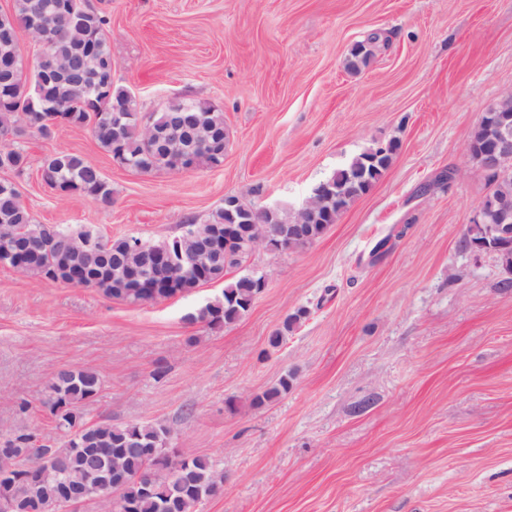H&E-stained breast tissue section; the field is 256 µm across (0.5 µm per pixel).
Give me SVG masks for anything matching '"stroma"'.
I'll return each instance as SVG.
<instances>
[{"mask_svg": "<svg viewBox=\"0 0 512 512\" xmlns=\"http://www.w3.org/2000/svg\"><path fill=\"white\" fill-rule=\"evenodd\" d=\"M92 2L110 19L115 84L145 111L184 95L219 105L224 164L137 173L88 129L34 134L19 187L38 223L156 241L228 196L296 210L365 149H398L320 239L229 271L268 284L221 328L184 319L220 281L132 304L0 267V438L59 441L48 387L84 367L102 381L84 423L168 424L181 456L223 472L192 512H512V288L493 254L458 247L490 191L467 142L512 95V0ZM375 34L369 64L350 70ZM58 150L101 169L111 204L42 184ZM286 375L287 392L254 406Z\"/></svg>", "mask_w": 512, "mask_h": 512, "instance_id": "stroma-1", "label": "stroma"}]
</instances>
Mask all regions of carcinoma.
Here are the masks:
<instances>
[{"label": "carcinoma", "instance_id": "carcinoma-1", "mask_svg": "<svg viewBox=\"0 0 512 512\" xmlns=\"http://www.w3.org/2000/svg\"><path fill=\"white\" fill-rule=\"evenodd\" d=\"M62 0H11L10 9L0 11V58L21 56L18 32L33 28L51 42V53L61 68L59 80L49 84L46 96L35 103L23 96L4 97L0 88V133L10 132L21 139L33 132L44 138L60 124L89 126L95 140L112 158L120 157L140 172L192 170L219 167L218 152L224 145V112L212 102L194 98L190 112L178 113L182 100L168 102L160 109L143 113L135 97L112 80L114 60L109 38V20L89 0H68L72 9L62 10ZM379 36L356 43L348 64L358 69L368 64ZM43 69L40 56L33 65L19 64L10 74L0 72V84L9 80L20 90L36 80ZM127 113L126 127L119 137L112 134V112ZM203 116L205 128L191 141L163 139L146 142L139 125L148 116L156 128L170 124L171 118ZM397 144L369 148L350 164L337 170L325 183L331 197L314 212L297 217V212L281 214V231L301 242L312 243L334 223L357 198L366 194L388 169ZM29 167L28 155L13 144L0 150V170L16 175ZM41 179L67 195L85 194L104 203L112 201V188L100 168L84 157L65 150L42 160ZM490 194L512 206V175L503 180L488 179ZM211 233L223 234L224 257H202L200 266L207 281H218L241 265L249 255L246 231L250 224L240 211L221 207L205 223ZM141 243L150 252H164L173 239L144 240L136 236L103 239L90 229L71 230L35 221L24 203L16 182L0 180V259L3 252H16L14 267L25 276L45 283L72 284L71 275L86 276L82 286L101 289L111 297L143 303L152 296L172 297L196 288V275H178L165 266L147 272L149 287L136 293L126 287V262L134 261L133 245ZM257 293L256 280L243 275L224 284L222 295L189 312V323L212 328L232 324L245 315ZM309 315L305 308L289 315L282 328L269 339L272 347L281 345L286 335ZM101 380L93 370L64 367L57 371L44 402L55 417L62 442L41 450L32 446V435L18 433L0 442V512H15L19 502L31 504V512H65L60 486L75 494L92 486L106 472L119 476L115 482L113 512H190L198 497L219 494L224 478L214 464L203 457L183 458L178 451L168 455L166 435L171 426L164 423H130L115 426L102 421L86 427L82 406L99 392ZM153 485L149 491L145 482Z\"/></svg>", "mask_w": 512, "mask_h": 512}]
</instances>
